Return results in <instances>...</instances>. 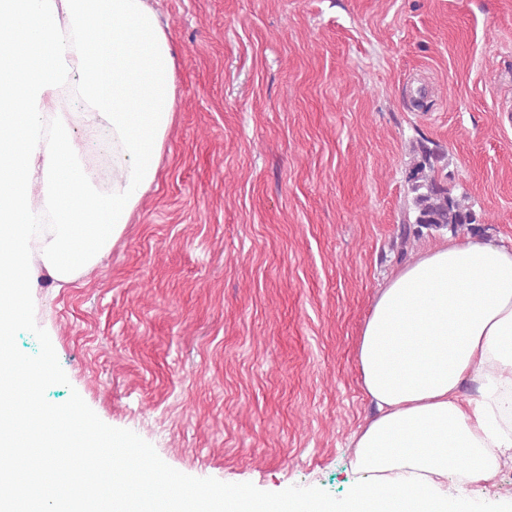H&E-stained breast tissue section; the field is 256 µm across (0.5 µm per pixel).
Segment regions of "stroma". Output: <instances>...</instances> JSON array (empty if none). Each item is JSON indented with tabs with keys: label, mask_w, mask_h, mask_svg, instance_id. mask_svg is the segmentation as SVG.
Masks as SVG:
<instances>
[{
	"label": "stroma",
	"mask_w": 512,
	"mask_h": 512,
	"mask_svg": "<svg viewBox=\"0 0 512 512\" xmlns=\"http://www.w3.org/2000/svg\"><path fill=\"white\" fill-rule=\"evenodd\" d=\"M175 47L158 177L35 320L67 384L196 478L344 497L374 414L356 362L413 222L414 150L512 245V0H147ZM409 236H402V229Z\"/></svg>",
	"instance_id": "stroma-1"
}]
</instances>
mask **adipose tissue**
<instances>
[{
	"mask_svg": "<svg viewBox=\"0 0 512 512\" xmlns=\"http://www.w3.org/2000/svg\"><path fill=\"white\" fill-rule=\"evenodd\" d=\"M357 364L375 414L353 436L365 480L345 512H475L469 484L512 462V247L450 239L401 268Z\"/></svg>",
	"mask_w": 512,
	"mask_h": 512,
	"instance_id": "1",
	"label": "adipose tissue"
}]
</instances>
